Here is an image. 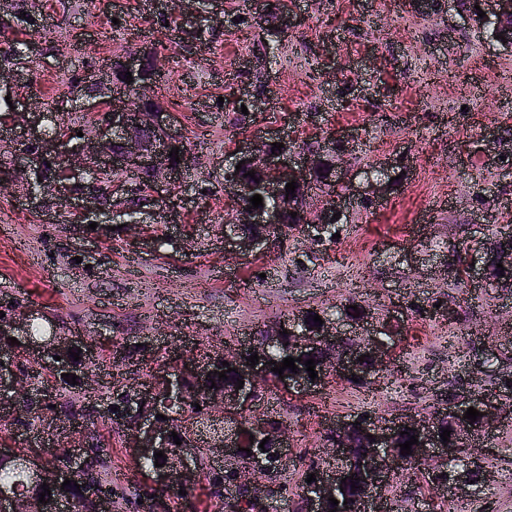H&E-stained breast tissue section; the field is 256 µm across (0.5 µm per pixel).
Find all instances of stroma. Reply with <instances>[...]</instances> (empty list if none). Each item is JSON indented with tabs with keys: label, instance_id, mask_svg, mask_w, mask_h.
<instances>
[{
	"label": "stroma",
	"instance_id": "stroma-1",
	"mask_svg": "<svg viewBox=\"0 0 512 512\" xmlns=\"http://www.w3.org/2000/svg\"><path fill=\"white\" fill-rule=\"evenodd\" d=\"M293 29L257 25L260 0H43L30 37L34 64L0 70V91L20 112L51 110L75 128H92L83 93L67 87L102 60L130 47H155L170 80L167 99L188 98L177 127L194 159L183 186L191 200L178 224H127L120 236L66 223L64 211L36 212L25 184L0 183V304L45 313L54 328L76 332L101 352V386L56 390L57 420L71 407L108 402L112 351L145 345L192 354L219 351L284 315L308 307L335 311L346 299L385 315L401 310L404 339L395 371L402 383L373 389L329 379L313 396L266 395L264 413L287 424L296 453L316 458L326 424L361 411L428 416L475 379L490 383L478 360L501 355L512 328V291L458 279L448 245L475 243L496 227L475 217L497 213L512 224V49L479 39L471 0H288ZM251 25L250 38L231 26ZM254 107L242 128L230 122L239 97ZM346 128L360 132L344 158L352 187L389 157L395 164L381 206H353L348 229L306 268L308 243L291 236L261 259L224 254L228 209L223 190L203 198L196 184L219 176L234 138L314 142ZM450 309L455 322L410 313L411 303ZM112 460V486L141 483L125 428L91 427ZM486 459L479 500L451 512H512V416L473 440Z\"/></svg>",
	"mask_w": 512,
	"mask_h": 512
}]
</instances>
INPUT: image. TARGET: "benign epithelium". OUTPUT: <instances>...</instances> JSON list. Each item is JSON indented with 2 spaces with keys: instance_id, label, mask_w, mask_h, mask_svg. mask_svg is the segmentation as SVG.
<instances>
[{
  "instance_id": "1",
  "label": "benign epithelium",
  "mask_w": 512,
  "mask_h": 512,
  "mask_svg": "<svg viewBox=\"0 0 512 512\" xmlns=\"http://www.w3.org/2000/svg\"><path fill=\"white\" fill-rule=\"evenodd\" d=\"M486 18L496 19L512 16V0H484ZM162 59L141 47L130 49L120 61L122 71L132 73L137 81L144 76L146 69L158 73L161 71ZM111 88V106L104 113L94 134L87 137L76 150L68 148L69 138L63 136H48L39 129L40 116H35L29 125L15 133L11 145H32L36 148L33 153L15 152L12 156L13 166L31 174L30 182L35 189L26 194L29 207L35 210L50 208V198L55 196L60 200V206L67 213L87 219L104 212L98 194L79 193L72 189L71 179L80 170H91L96 174L112 171L135 170L139 175H151V192L157 204L169 208L174 187L181 182L185 164H174V158L169 151L177 147L184 151V144L177 132L173 115L162 106L140 107L130 106L126 95L127 85L106 80ZM284 144V147L272 151L273 143ZM290 139L267 140L240 139L235 143L236 161H245L253 169L265 174L258 188H253L234 174L235 167L228 168L224 177V194L233 199L248 198L253 192H258L265 203L258 208H251L249 203L237 205L232 215L231 224L224 228V252L245 257H259L269 247L267 237L248 235L242 232L244 225H260L273 229L285 223L288 211V196L285 186L294 181L298 186H306L312 182L313 176L324 167H329V178L333 181L344 182L346 170L338 162L331 160L335 144L346 146L350 141L345 137L331 135L327 137L319 151L300 152L290 147ZM63 161V171L54 180L45 179L44 162L47 160ZM382 178H374V184L358 195L357 200L373 203L385 196L386 187L381 184ZM351 194L341 197H331L329 202L314 201L317 217L302 225L303 236L311 243L315 237L322 235L327 224L336 213H345L346 199ZM323 324L314 333L302 331L307 322L306 311L302 310L292 316H287L275 322L278 331H287V336L295 338L297 345L291 349L294 358H301L312 350L330 345L332 351L324 359L318 377H309L306 367L296 363V371H284V379L278 380L280 389L294 395L311 396L325 386L329 377L369 381L381 377L390 366L391 355L396 343L401 339L402 330L398 327V318L387 316L379 322H374L370 314L365 313L357 318H349L343 314L325 313L321 315ZM29 329V319L24 313L11 318L0 320V336H15L19 331ZM80 349L89 358L95 357V351L82 337L71 334L57 337L47 345L41 341H31L27 348L29 365L38 370L49 367L55 370L66 369L70 363L69 348ZM258 354L259 362L251 365L249 356ZM61 360H55V357ZM364 361H358V357ZM224 360L229 367L235 369L236 378L244 381L243 388L226 387L222 390L210 387L207 377L210 368L208 359L192 356L173 361V364L159 366L151 372L148 382L137 385L134 390L138 397L150 404L146 410L133 409L135 423L131 429L130 447L135 451L139 460L154 457V454L172 448L174 453L169 462L152 473L153 484L169 492L188 489L198 477L199 456L194 448H180L174 443L172 421L159 418L163 407L170 400L184 395V381L190 380L193 389L204 395L205 406L211 419L224 422V416L230 413L242 412L250 418L248 430L257 439L266 436L268 416L259 411L262 400L258 391L262 381L271 371L270 344L260 343L250 336L233 348L224 352ZM16 382L14 366L4 363V352H0V392L6 393ZM480 385L473 384L469 389L448 402L442 408V414L453 418L459 423H466L463 418L470 407H478L483 413L482 424L477 428L468 429V436L475 437L485 431L487 425L493 422L502 405L495 396L498 390L482 395L478 394ZM45 402L43 395L17 398L9 403L12 414L24 415L35 405ZM413 429V434L419 441L416 446V457L423 460L431 457L436 465L441 466L461 456V448L444 445L440 438L438 426L423 418L414 416L387 417L374 411L355 420L340 418L329 429L325 439L327 448L323 449L319 462L314 470L316 480L304 483L301 497L304 501L305 512H345L341 505H332L329 499L341 500V488L346 486L342 479L350 478L348 461L352 458L354 448L347 440L353 429H358L366 436L368 447L362 449L366 453L364 467L360 478L368 495L358 503L359 512H385L386 497H377L392 481L394 472L399 470L400 462L391 453V448L406 428ZM373 438H367V435ZM67 447L71 448L70 466L66 469L46 466L39 457H29L25 460L27 466L36 474L38 482L49 486L60 485L65 479H75L79 467L75 461L83 460L84 445L69 436H64ZM241 438L230 432L214 438L204 449L208 460L214 464H224L230 459L240 456ZM274 447L278 449L277 465L283 467L290 452L288 444V426L282 424L274 433ZM438 491L446 492L456 498H467L472 494L468 469L457 470L452 480L440 485ZM275 487L268 481H263L247 488V497L255 503H266L273 498ZM0 512H30L29 498L7 486H0Z\"/></svg>"
}]
</instances>
